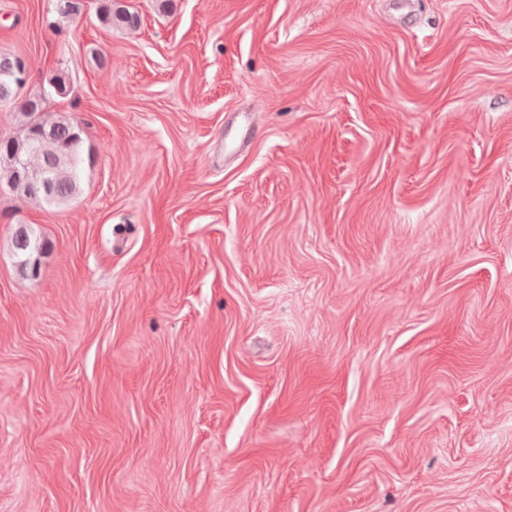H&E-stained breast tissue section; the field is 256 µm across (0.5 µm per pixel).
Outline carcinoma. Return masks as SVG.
<instances>
[{
    "label": "carcinoma",
    "instance_id": "carcinoma-1",
    "mask_svg": "<svg viewBox=\"0 0 512 512\" xmlns=\"http://www.w3.org/2000/svg\"><path fill=\"white\" fill-rule=\"evenodd\" d=\"M83 0H56L55 27L62 20H72L83 14ZM98 19L116 27H131L138 22L118 0H101ZM29 61L19 55L0 53V103H11L26 118L21 131L0 141V152L19 153L27 165L28 186L17 194L37 204L62 206L73 201L81 192V172L85 163L81 146V129L67 116L48 122L42 118L48 102L46 94L26 97L22 89L30 77ZM13 245L17 256L45 249L43 240L34 238L27 226L16 231Z\"/></svg>",
    "mask_w": 512,
    "mask_h": 512
}]
</instances>
